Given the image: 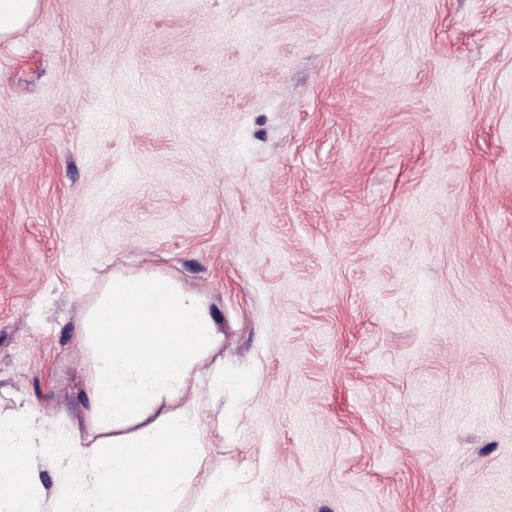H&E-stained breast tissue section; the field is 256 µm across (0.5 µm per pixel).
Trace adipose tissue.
<instances>
[{"mask_svg":"<svg viewBox=\"0 0 512 512\" xmlns=\"http://www.w3.org/2000/svg\"><path fill=\"white\" fill-rule=\"evenodd\" d=\"M84 332L98 362L88 418L112 438L92 454L75 441L53 442L38 408L18 400L0 421V505L37 512V451L50 448L66 471V512H170L191 477L213 491L196 512H223L222 493L239 479L206 465L198 417L177 404L204 362L213 388H224L215 356L223 336L202 299L169 277L117 274L88 308Z\"/></svg>","mask_w":512,"mask_h":512,"instance_id":"ef3b65f1","label":"adipose tissue"}]
</instances>
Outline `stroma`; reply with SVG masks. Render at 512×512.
Returning a JSON list of instances; mask_svg holds the SVG:
<instances>
[{"instance_id": "1", "label": "stroma", "mask_w": 512, "mask_h": 512, "mask_svg": "<svg viewBox=\"0 0 512 512\" xmlns=\"http://www.w3.org/2000/svg\"><path fill=\"white\" fill-rule=\"evenodd\" d=\"M176 279L255 512H512V0H40L0 42V414L87 419L83 317Z\"/></svg>"}]
</instances>
